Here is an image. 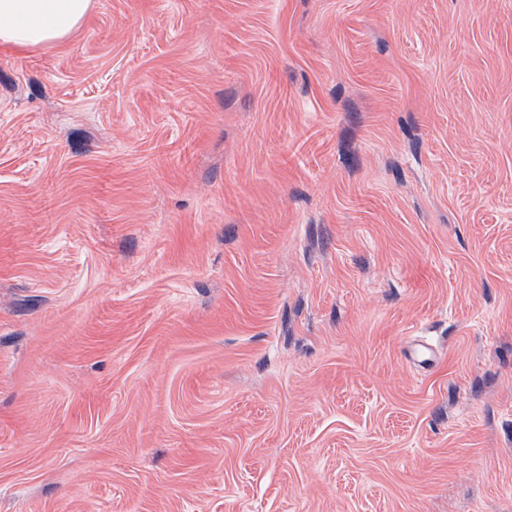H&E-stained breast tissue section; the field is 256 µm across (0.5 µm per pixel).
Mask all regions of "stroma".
<instances>
[{
	"label": "stroma",
	"instance_id": "1",
	"mask_svg": "<svg viewBox=\"0 0 512 512\" xmlns=\"http://www.w3.org/2000/svg\"><path fill=\"white\" fill-rule=\"evenodd\" d=\"M95 3L0 50V512H512V0Z\"/></svg>",
	"mask_w": 512,
	"mask_h": 512
}]
</instances>
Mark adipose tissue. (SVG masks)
Returning a JSON list of instances; mask_svg holds the SVG:
<instances>
[{
	"mask_svg": "<svg viewBox=\"0 0 512 512\" xmlns=\"http://www.w3.org/2000/svg\"><path fill=\"white\" fill-rule=\"evenodd\" d=\"M95 0H0V48L65 43L87 21Z\"/></svg>",
	"mask_w": 512,
	"mask_h": 512,
	"instance_id": "obj_1",
	"label": "adipose tissue"
}]
</instances>
